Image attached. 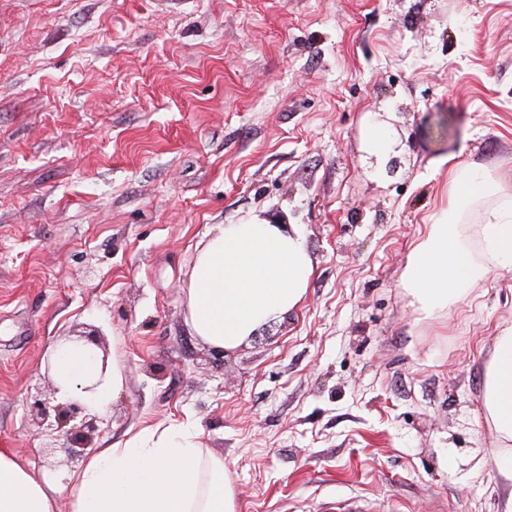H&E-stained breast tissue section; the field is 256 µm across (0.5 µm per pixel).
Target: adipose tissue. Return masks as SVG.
<instances>
[{
	"mask_svg": "<svg viewBox=\"0 0 512 512\" xmlns=\"http://www.w3.org/2000/svg\"><path fill=\"white\" fill-rule=\"evenodd\" d=\"M478 216L474 237L461 231ZM512 268V197L479 169L448 173V206L413 248L402 283L421 309L434 314L465 293L488 269ZM312 275L298 231L276 224H224L200 244L185 305L195 336L231 349L288 313ZM485 402L498 431L512 438V328L495 340ZM235 512L224 462L190 440L168 434L153 446L106 448L78 472L73 487L35 475L0 451V512Z\"/></svg>",
	"mask_w": 512,
	"mask_h": 512,
	"instance_id": "1",
	"label": "adipose tissue"
}]
</instances>
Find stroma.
I'll list each match as a JSON object with an SVG mask.
<instances>
[{
  "instance_id": "stroma-1",
  "label": "stroma",
  "mask_w": 512,
  "mask_h": 512,
  "mask_svg": "<svg viewBox=\"0 0 512 512\" xmlns=\"http://www.w3.org/2000/svg\"><path fill=\"white\" fill-rule=\"evenodd\" d=\"M457 164L512 193V0H0V448L68 485L189 429L236 512H512L484 405L512 270L432 315L402 285ZM273 218L309 286L215 350L196 248ZM87 328L123 383L91 447L50 453L27 398Z\"/></svg>"
}]
</instances>
